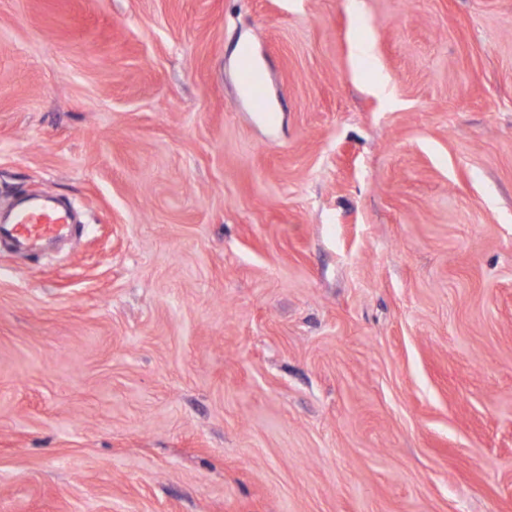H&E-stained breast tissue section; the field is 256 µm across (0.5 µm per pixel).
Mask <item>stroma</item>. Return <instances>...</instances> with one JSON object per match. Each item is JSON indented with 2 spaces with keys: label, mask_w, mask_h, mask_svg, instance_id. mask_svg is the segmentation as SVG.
<instances>
[{
  "label": "stroma",
  "mask_w": 512,
  "mask_h": 512,
  "mask_svg": "<svg viewBox=\"0 0 512 512\" xmlns=\"http://www.w3.org/2000/svg\"><path fill=\"white\" fill-rule=\"evenodd\" d=\"M45 192L0 512H512V0H0Z\"/></svg>",
  "instance_id": "1"
}]
</instances>
